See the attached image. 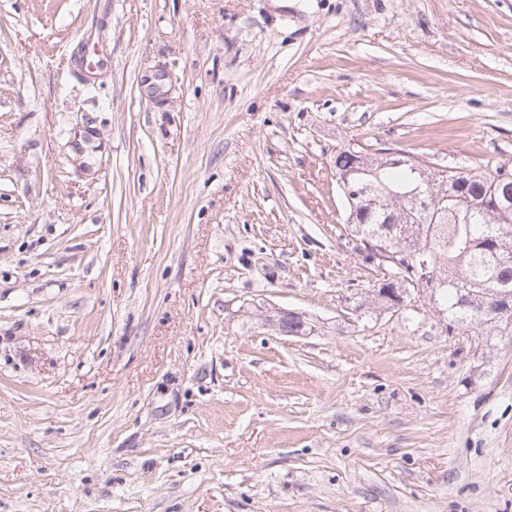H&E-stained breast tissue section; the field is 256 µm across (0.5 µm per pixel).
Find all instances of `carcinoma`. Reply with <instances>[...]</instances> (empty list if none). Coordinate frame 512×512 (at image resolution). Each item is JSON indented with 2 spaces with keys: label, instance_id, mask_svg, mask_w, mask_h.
I'll return each mask as SVG.
<instances>
[{
  "label": "carcinoma",
  "instance_id": "carcinoma-1",
  "mask_svg": "<svg viewBox=\"0 0 512 512\" xmlns=\"http://www.w3.org/2000/svg\"><path fill=\"white\" fill-rule=\"evenodd\" d=\"M348 172L341 190L349 206L346 229L363 247L380 240L395 245L372 258L387 267L396 287H432L440 312L460 328L512 321L481 313L476 299L512 292V211L497 207L503 165L482 172H434L409 155L374 158L343 149L333 160ZM425 257L432 284H420L417 262Z\"/></svg>",
  "mask_w": 512,
  "mask_h": 512
}]
</instances>
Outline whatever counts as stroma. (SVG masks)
Wrapping results in <instances>:
<instances>
[{
    "mask_svg": "<svg viewBox=\"0 0 512 512\" xmlns=\"http://www.w3.org/2000/svg\"><path fill=\"white\" fill-rule=\"evenodd\" d=\"M349 146L512 166V0H0V512H512V335L378 303ZM169 75L165 70H159L147 76L143 82V93L145 97L157 106H164L170 99V88H167Z\"/></svg>",
    "mask_w": 512,
    "mask_h": 512,
    "instance_id": "obj_1",
    "label": "stroma"
}]
</instances>
